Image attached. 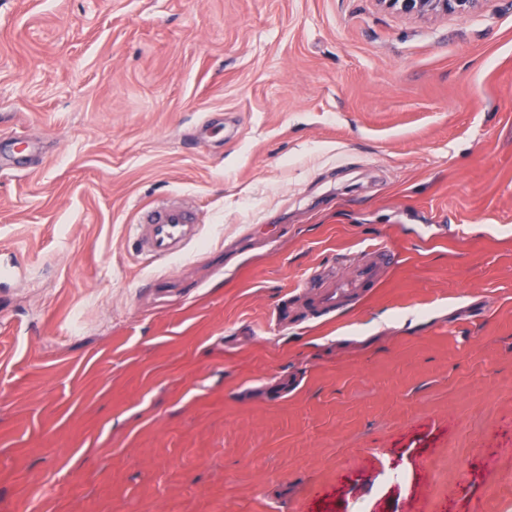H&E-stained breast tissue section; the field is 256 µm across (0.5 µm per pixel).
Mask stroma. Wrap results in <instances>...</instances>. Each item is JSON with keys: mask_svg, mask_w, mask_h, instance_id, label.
Listing matches in <instances>:
<instances>
[{"mask_svg": "<svg viewBox=\"0 0 512 512\" xmlns=\"http://www.w3.org/2000/svg\"><path fill=\"white\" fill-rule=\"evenodd\" d=\"M9 152L0 512H512V0H0ZM386 9L409 16L468 15L485 0H377ZM135 230L139 254L159 261L183 254L199 235L200 224L189 206L162 201L144 208ZM367 260H351L344 276L322 275L318 287H312L316 271L308 274L297 288H320L313 298V304L321 316L336 315V311L349 305L353 299L371 292L382 281L385 268L398 262V255L383 243L367 250Z\"/></svg>", "mask_w": 512, "mask_h": 512, "instance_id": "1", "label": "stroma"}]
</instances>
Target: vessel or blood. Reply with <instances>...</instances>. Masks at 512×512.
Wrapping results in <instances>:
<instances>
[{
	"label": "vessel or blood",
	"instance_id": "vessel-or-blood-1",
	"mask_svg": "<svg viewBox=\"0 0 512 512\" xmlns=\"http://www.w3.org/2000/svg\"><path fill=\"white\" fill-rule=\"evenodd\" d=\"M135 230L139 254L159 261L183 254L186 245L198 236L200 226L189 206L162 201L144 208ZM398 260L387 245L378 243L370 248L368 259L350 261L345 275L322 276L313 298L316 310L323 316L334 315L378 287L386 267Z\"/></svg>",
	"mask_w": 512,
	"mask_h": 512
}]
</instances>
